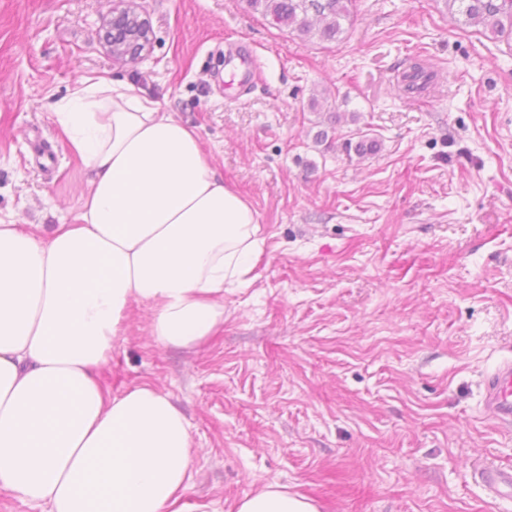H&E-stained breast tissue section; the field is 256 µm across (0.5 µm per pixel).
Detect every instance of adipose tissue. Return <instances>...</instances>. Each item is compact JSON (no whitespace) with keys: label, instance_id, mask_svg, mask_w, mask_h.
<instances>
[{"label":"adipose tissue","instance_id":"obj_1","mask_svg":"<svg viewBox=\"0 0 512 512\" xmlns=\"http://www.w3.org/2000/svg\"><path fill=\"white\" fill-rule=\"evenodd\" d=\"M52 109L86 189L78 223L0 224V492L47 512H168L191 479L184 415L149 385L105 397L97 372L133 303L163 347L223 326L261 226L196 131L131 82L80 77ZM238 512L320 509L271 484Z\"/></svg>","mask_w":512,"mask_h":512}]
</instances>
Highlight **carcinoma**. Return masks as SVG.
I'll list each match as a JSON object with an SVG mask.
<instances>
[{
    "instance_id": "carcinoma-1",
    "label": "carcinoma",
    "mask_w": 512,
    "mask_h": 512,
    "mask_svg": "<svg viewBox=\"0 0 512 512\" xmlns=\"http://www.w3.org/2000/svg\"><path fill=\"white\" fill-rule=\"evenodd\" d=\"M249 7L262 16L271 19L280 28L304 39L317 38L321 41H340L346 33L344 24H353V3L355 0H247ZM448 12L464 17V24L483 28L496 38L512 39V0H444ZM140 17L126 12V21L112 34V53L118 58L136 60L130 52L131 45L139 31ZM432 75L418 63H413L402 72L400 88L406 94L422 93L427 89ZM341 115L333 112L327 117V128L320 129L314 136L317 144L329 139V132L335 131ZM346 152H352L363 160L380 150V141L360 130L343 143Z\"/></svg>"
}]
</instances>
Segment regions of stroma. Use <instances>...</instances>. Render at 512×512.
I'll return each instance as SVG.
<instances>
[{"instance_id":"1","label":"stroma","mask_w":512,"mask_h":512,"mask_svg":"<svg viewBox=\"0 0 512 512\" xmlns=\"http://www.w3.org/2000/svg\"><path fill=\"white\" fill-rule=\"evenodd\" d=\"M114 0H0V223L79 221L84 165L52 121L80 75L129 80L196 129L259 214L254 277L224 292V329L164 348L130 307L99 372L109 396L149 385L189 424L181 512H237L271 484L321 512H512L474 467L512 469V427L483 413L512 360V42L443 0H356L341 42L303 39L246 0H137L143 59L104 43ZM241 48L248 94L224 60ZM423 93L396 87L410 63ZM356 113L361 160L315 144ZM353 136L347 139L342 145L344 150L350 155L351 151L355 154L358 159H365L366 157L376 154L380 150V141L375 137L369 136V134L362 132L357 129L353 132ZM357 138L353 142V139Z\"/></svg>"}]
</instances>
